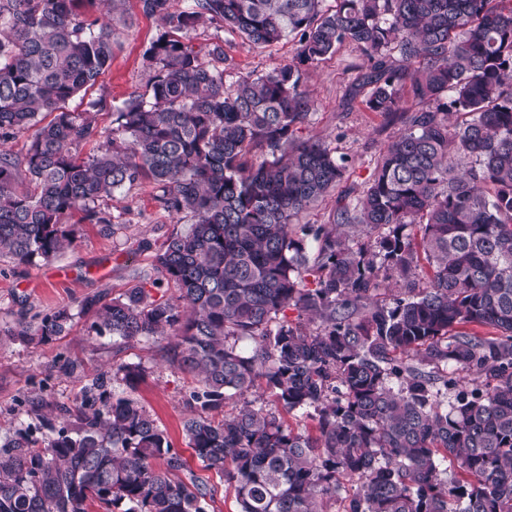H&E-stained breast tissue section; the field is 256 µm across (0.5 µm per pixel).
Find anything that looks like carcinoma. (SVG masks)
Masks as SVG:
<instances>
[{"mask_svg": "<svg viewBox=\"0 0 512 512\" xmlns=\"http://www.w3.org/2000/svg\"><path fill=\"white\" fill-rule=\"evenodd\" d=\"M123 2L0 0V260L57 256L75 215L112 231L108 201L148 178L191 224L122 295L83 307L116 341L174 338L168 367L196 379L187 446L239 512H512V0H141L165 28L154 75L102 131L89 115L104 96L67 103L111 67ZM206 22L253 47L293 35L296 60L228 84L223 45L186 39ZM345 42L367 63L366 107L405 128L363 190L310 224L344 166L299 135L314 109L300 66ZM450 92L468 120L450 121ZM27 132L24 155L7 149ZM71 319L58 309L13 335L46 341ZM146 371L117 364L61 408L72 420L36 408L0 437V512H209L217 486L109 391Z\"/></svg>", "mask_w": 512, "mask_h": 512, "instance_id": "obj_1", "label": "carcinoma"}]
</instances>
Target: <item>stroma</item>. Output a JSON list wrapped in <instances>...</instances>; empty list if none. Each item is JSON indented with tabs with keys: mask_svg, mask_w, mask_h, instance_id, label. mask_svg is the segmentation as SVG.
Returning <instances> with one entry per match:
<instances>
[{
	"mask_svg": "<svg viewBox=\"0 0 512 512\" xmlns=\"http://www.w3.org/2000/svg\"><path fill=\"white\" fill-rule=\"evenodd\" d=\"M125 9L133 23L119 31L112 67L91 91L92 96L107 100L106 107L93 116L102 129L111 128L114 106L145 91L153 73L147 52L162 34L158 19L143 12L140 0H127ZM188 37L198 46L221 41L240 77L286 64L297 53L294 38L255 48L217 24L190 31ZM301 70L315 101L304 136L335 147L345 166L341 189L362 191L380 149L403 130L402 119L369 111L361 96L352 94V86L366 71L353 45H342L326 60L302 65ZM154 194L153 183L146 179L131 191L115 192L111 206L122 213L124 226L107 233L89 224L78 225L74 244L51 260L26 266L0 262V428L25 427L35 403L47 411L72 405L82 386L97 374L119 363L140 362L147 373L135 390L115 384L112 392L138 399L166 429L188 467L198 473L202 466L182 431L192 377L168 369L160 343L117 344L109 334L96 333L91 315L83 308L89 297L120 296L139 272L150 270L154 253L171 234L186 231L187 221L160 210ZM59 307L68 308L73 316L62 335L42 344L13 336L20 318Z\"/></svg>",
	"mask_w": 512,
	"mask_h": 512,
	"instance_id": "obj_1",
	"label": "stroma"
}]
</instances>
